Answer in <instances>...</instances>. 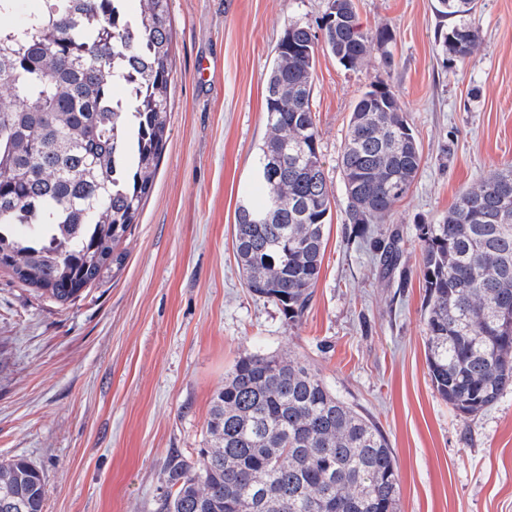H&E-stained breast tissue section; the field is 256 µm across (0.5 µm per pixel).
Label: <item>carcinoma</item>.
Listing matches in <instances>:
<instances>
[{
	"label": "carcinoma",
	"mask_w": 512,
	"mask_h": 512,
	"mask_svg": "<svg viewBox=\"0 0 512 512\" xmlns=\"http://www.w3.org/2000/svg\"><path fill=\"white\" fill-rule=\"evenodd\" d=\"M478 0H434L452 61L480 38ZM324 46L347 70L372 51L392 63L394 34L328 0ZM168 0H0V270L59 305L112 270L167 140L172 82ZM317 32L288 19L265 82L266 133L254 184L235 211L233 247L249 291L290 322L320 274L332 190L313 111ZM422 150L391 89L353 104L340 155L346 217L381 265L398 235L371 237L407 193ZM433 389L476 414L512 391V169L463 190L438 224L419 225ZM209 447L165 467L162 512H398L389 443L365 415L293 356H240L214 394ZM41 472L0 463V512H46Z\"/></svg>",
	"instance_id": "obj_1"
}]
</instances>
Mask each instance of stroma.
<instances>
[{"label":"stroma","instance_id":"1","mask_svg":"<svg viewBox=\"0 0 512 512\" xmlns=\"http://www.w3.org/2000/svg\"><path fill=\"white\" fill-rule=\"evenodd\" d=\"M395 35L345 70L318 50L313 103L336 203L308 310L289 324L246 289L233 250L241 191L265 135L264 85L289 18L319 27L328 0H170L171 120L152 191L118 269L60 306L0 270V461L42 473L47 512H158L165 465L197 461L211 401L240 355L292 354L368 415L393 450L399 512H512V391L464 415L426 363L417 227L512 168V0H479L481 36L444 62L433 0H354ZM404 104L423 162L381 225L401 258L379 267L346 217L339 157L374 81Z\"/></svg>","mask_w":512,"mask_h":512}]
</instances>
